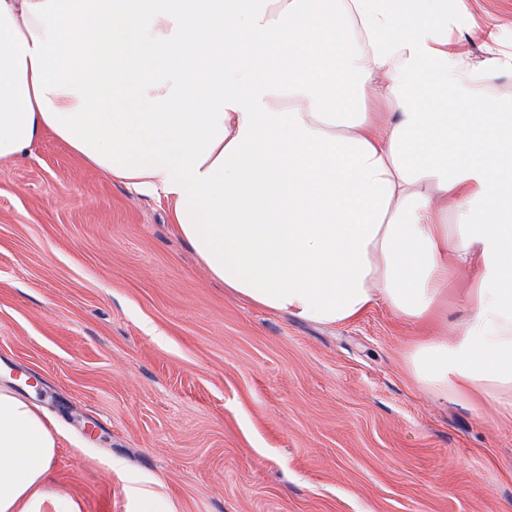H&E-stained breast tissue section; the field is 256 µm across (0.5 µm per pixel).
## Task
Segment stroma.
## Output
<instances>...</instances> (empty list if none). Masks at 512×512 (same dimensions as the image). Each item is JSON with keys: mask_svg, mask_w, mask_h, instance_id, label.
Returning <instances> with one entry per match:
<instances>
[{"mask_svg": "<svg viewBox=\"0 0 512 512\" xmlns=\"http://www.w3.org/2000/svg\"><path fill=\"white\" fill-rule=\"evenodd\" d=\"M512 51V0H465ZM378 305L323 326L234 296L165 201L52 134L0 166V387L61 435L82 512H512V413L423 391L431 335ZM135 505V512H175L167 498L151 489L139 490L135 497Z\"/></svg>", "mask_w": 512, "mask_h": 512, "instance_id": "stroma-1", "label": "stroma"}]
</instances>
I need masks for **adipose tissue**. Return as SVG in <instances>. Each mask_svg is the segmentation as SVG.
I'll use <instances>...</instances> for the list:
<instances>
[{"mask_svg":"<svg viewBox=\"0 0 512 512\" xmlns=\"http://www.w3.org/2000/svg\"><path fill=\"white\" fill-rule=\"evenodd\" d=\"M480 35L473 59L457 36ZM464 0H0V166L53 134L163 197L210 276L324 325L383 304L462 331L407 352L423 389L512 409V71ZM55 425L0 388V512L52 491ZM469 269L460 270L450 288H453L448 297V335L453 325L462 322L467 315V310L461 290L467 288L468 282L472 277Z\"/></svg>","mask_w":512,"mask_h":512,"instance_id":"obj_1","label":"adipose tissue"}]
</instances>
